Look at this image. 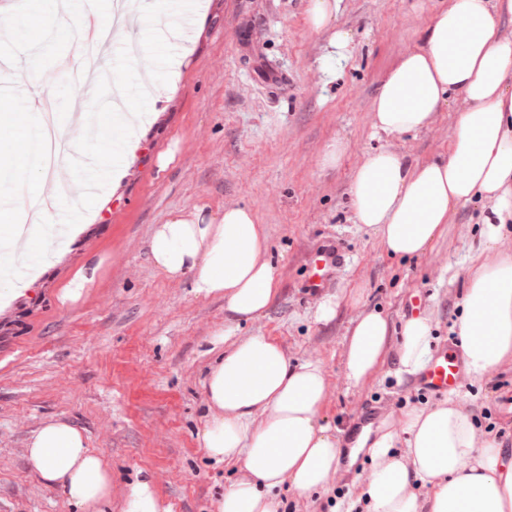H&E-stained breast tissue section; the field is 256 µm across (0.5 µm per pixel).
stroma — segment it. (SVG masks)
I'll use <instances>...</instances> for the list:
<instances>
[{
    "label": "stroma",
    "mask_w": 512,
    "mask_h": 512,
    "mask_svg": "<svg viewBox=\"0 0 512 512\" xmlns=\"http://www.w3.org/2000/svg\"><path fill=\"white\" fill-rule=\"evenodd\" d=\"M445 2L341 0L332 26L316 30L308 22L312 0H197L193 39L175 45L169 81L148 103L118 186L102 189L79 232L0 306V512H77L27 458L30 433L50 421L81 428L111 465V512H124L141 472L169 512H217L240 475L210 459L199 438L211 415L209 341L228 323L224 301L195 295L189 279L168 278L148 258L153 226L198 205L215 213L247 206L265 224L280 294L235 337L266 336L293 362L321 363V422L338 439L367 403L385 408L367 432L372 440L397 427L405 410L437 404L399 372L396 345L356 386L346 381L344 350L361 312L381 310L400 329L407 297L420 291L433 349L455 339L480 205L459 208L432 248L404 261L360 230L348 205L352 175L368 152L387 147L412 161L448 152L460 101H449L424 130L391 137L374 135L372 109L380 81L420 45ZM337 30L349 36L343 57L331 44ZM40 87L80 136L86 121L67 75L51 65ZM335 143L343 146L339 160L324 166ZM331 237L347 263L326 293L338 302L336 316L320 322L326 295L304 286L307 256ZM453 401L473 415L480 436L512 450V361L467 379ZM374 466L369 452L343 453L325 491L278 489L281 512H351Z\"/></svg>",
    "instance_id": "stroma-1"
}]
</instances>
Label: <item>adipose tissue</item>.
<instances>
[{
  "instance_id": "obj_1",
  "label": "adipose tissue",
  "mask_w": 512,
  "mask_h": 512,
  "mask_svg": "<svg viewBox=\"0 0 512 512\" xmlns=\"http://www.w3.org/2000/svg\"><path fill=\"white\" fill-rule=\"evenodd\" d=\"M512 0H448L431 17L421 45L407 52L379 85L373 129L378 136L420 131L449 98L464 107L447 156L414 164L395 151L367 155L349 187L355 224L400 259L423 255L443 236L452 212L483 202L479 235L489 260L476 261L464 290L456 333L466 371L483 378L512 359V257L497 244L512 231V36L500 25ZM267 237L251 208L205 206L154 225L153 265L172 279L189 278L195 294L219 296L232 319L265 313L278 292V271L266 257ZM233 328L210 344L216 358L205 389L211 417L200 434L207 455L242 475L219 512H279L274 489L303 495L327 488L341 449L319 422L327 382L319 362L296 364L264 336L226 345ZM432 326L414 317L393 330L377 310L354 322L346 345L350 384L368 379L390 342L402 373L422 371ZM398 433L375 440L376 468L361 499L366 512H512V452L480 439L473 416L454 403L402 414ZM27 456L42 482L61 491L78 512H109L112 469L87 446L77 426L49 422L34 430ZM428 486L419 498L414 484Z\"/></svg>"
}]
</instances>
